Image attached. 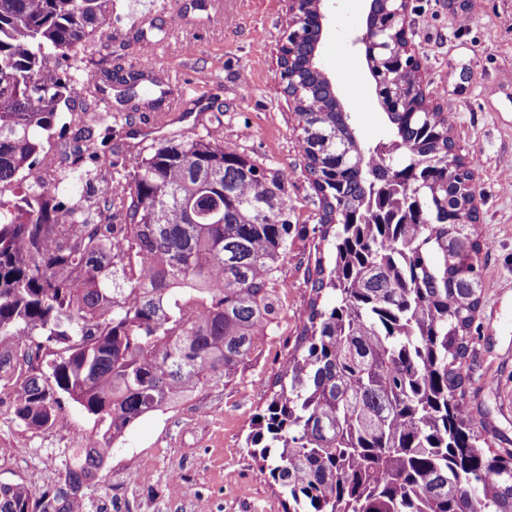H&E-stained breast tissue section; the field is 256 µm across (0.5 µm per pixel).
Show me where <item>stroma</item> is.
I'll return each mask as SVG.
<instances>
[{
    "mask_svg": "<svg viewBox=\"0 0 512 512\" xmlns=\"http://www.w3.org/2000/svg\"><path fill=\"white\" fill-rule=\"evenodd\" d=\"M185 19L171 30L159 13L138 28L128 18L135 0H112L115 35L102 57L145 66L179 83L181 110L158 128L144 112L90 120L112 128V158L133 166L163 138L219 128L239 152L270 170L287 169L293 223L320 222L318 198L297 142V117L279 77L277 47L285 0H180ZM408 36L423 67L425 89L448 114L461 154H477L475 182L481 240L480 271L489 289L472 325L466 401L483 417L497 448H512V0H408ZM328 22L318 64L350 112L359 141L387 139L364 48L363 0H327ZM160 35L155 56L140 45ZM194 44L193 56L183 53ZM314 238L295 240L281 274L288 282L278 327L232 384L212 387L146 417L114 447L103 480L84 489L85 512H282L280 497L260 480L245 439L291 350L306 311ZM67 428L26 430L0 404V479L35 478L52 486L71 448L92 420L66 405Z\"/></svg>",
    "mask_w": 512,
    "mask_h": 512,
    "instance_id": "stroma-1",
    "label": "stroma"
}]
</instances>
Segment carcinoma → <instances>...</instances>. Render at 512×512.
Segmentation results:
<instances>
[{
	"mask_svg": "<svg viewBox=\"0 0 512 512\" xmlns=\"http://www.w3.org/2000/svg\"><path fill=\"white\" fill-rule=\"evenodd\" d=\"M302 4L286 83L301 90L299 147L321 224L305 318L246 436L283 512H512V449L466 402L471 327L488 290L468 167L441 162L448 117L398 89L420 64L368 60L391 138L357 140L319 69ZM112 42V0H0V391L26 430L58 427L64 401L93 419L59 480L0 481V512H84L83 488L142 418L232 382L274 332L288 282V173L211 134L154 144L120 178L100 153L112 127L84 120L158 106L149 69L87 52ZM84 91L70 113L72 86ZM71 136L55 162L48 146ZM38 170V176L30 177ZM82 184L94 222L61 184Z\"/></svg>",
	"mask_w": 512,
	"mask_h": 512,
	"instance_id": "cac0c4a2",
	"label": "carcinoma"
}]
</instances>
